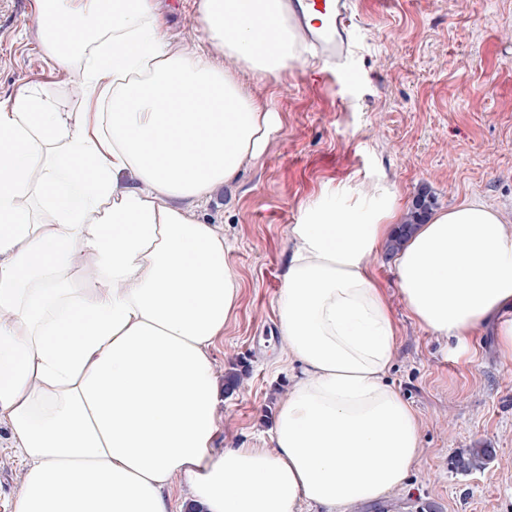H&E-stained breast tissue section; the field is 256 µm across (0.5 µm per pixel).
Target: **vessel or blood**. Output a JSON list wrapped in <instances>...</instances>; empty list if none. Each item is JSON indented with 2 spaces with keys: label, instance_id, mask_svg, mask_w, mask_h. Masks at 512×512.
<instances>
[{
  "label": "vessel or blood",
  "instance_id": "b4317fda",
  "mask_svg": "<svg viewBox=\"0 0 512 512\" xmlns=\"http://www.w3.org/2000/svg\"><path fill=\"white\" fill-rule=\"evenodd\" d=\"M356 0H289L288 16L320 56L343 66L353 49Z\"/></svg>",
  "mask_w": 512,
  "mask_h": 512
}]
</instances>
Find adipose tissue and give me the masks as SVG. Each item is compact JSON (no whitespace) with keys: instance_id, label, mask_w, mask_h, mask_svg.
Here are the masks:
<instances>
[{"instance_id":"ef3b65f1","label":"adipose tissue","mask_w":512,"mask_h":512,"mask_svg":"<svg viewBox=\"0 0 512 512\" xmlns=\"http://www.w3.org/2000/svg\"><path fill=\"white\" fill-rule=\"evenodd\" d=\"M40 49L78 69L82 111L25 86L0 100V424L25 475L12 512H325L407 480L417 412L388 382L398 328L372 257L405 205L340 188L304 210L277 316L296 371L273 448H220L212 351L241 299L224 230L194 210L275 124L246 72L302 61L284 0H200L209 49L173 45L156 0H34ZM223 63H216L212 50ZM415 320L464 347L496 320L512 358V225L468 200L395 255Z\"/></svg>"}]
</instances>
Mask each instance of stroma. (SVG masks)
Instances as JSON below:
<instances>
[{
  "label": "stroma",
  "mask_w": 512,
  "mask_h": 512,
  "mask_svg": "<svg viewBox=\"0 0 512 512\" xmlns=\"http://www.w3.org/2000/svg\"><path fill=\"white\" fill-rule=\"evenodd\" d=\"M198 0H160L175 42L201 39ZM348 73H328L305 54L280 80L241 74L271 99L277 131L235 182L197 209L224 228L239 273L240 306L213 351L217 372L247 361L250 376L221 406L218 447L272 445L276 404L288 390L277 303L292 225L333 189L392 186L404 203L428 191L442 208L469 199L498 206L512 221V0H360ZM36 85L80 110L76 78L53 72L40 50L33 0H0V99ZM400 335L387 378L416 410L423 448L404 488L352 512H512V359L488 322L465 351L417 323L398 288L393 260L376 254ZM0 426V512L24 476ZM494 449L464 471L459 459Z\"/></svg>",
  "instance_id": "1"
}]
</instances>
